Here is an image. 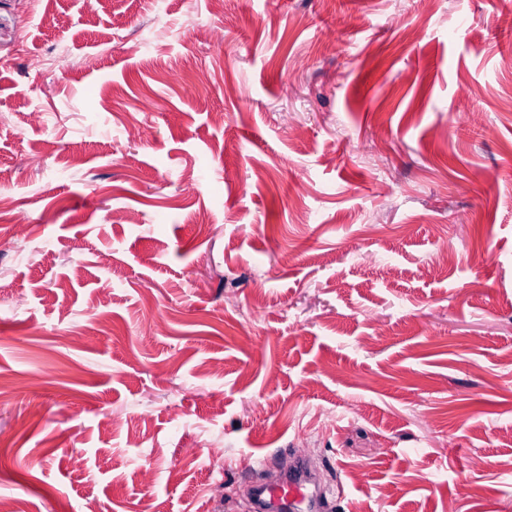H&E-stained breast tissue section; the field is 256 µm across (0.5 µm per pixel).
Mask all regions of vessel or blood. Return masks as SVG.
<instances>
[{
    "instance_id": "obj_1",
    "label": "vessel or blood",
    "mask_w": 512,
    "mask_h": 512,
    "mask_svg": "<svg viewBox=\"0 0 512 512\" xmlns=\"http://www.w3.org/2000/svg\"><path fill=\"white\" fill-rule=\"evenodd\" d=\"M311 478L301 463L257 487L254 512H332L334 504L325 493L312 491Z\"/></svg>"
}]
</instances>
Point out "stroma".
Listing matches in <instances>:
<instances>
[{"instance_id": "stroma-1", "label": "stroma", "mask_w": 512, "mask_h": 512, "mask_svg": "<svg viewBox=\"0 0 512 512\" xmlns=\"http://www.w3.org/2000/svg\"><path fill=\"white\" fill-rule=\"evenodd\" d=\"M0 194V499L512 512V0H0ZM311 478L305 467L294 462L288 472L275 479L265 480L257 487L253 511L256 512H328L334 509L333 500L325 492L310 488Z\"/></svg>"}]
</instances>
